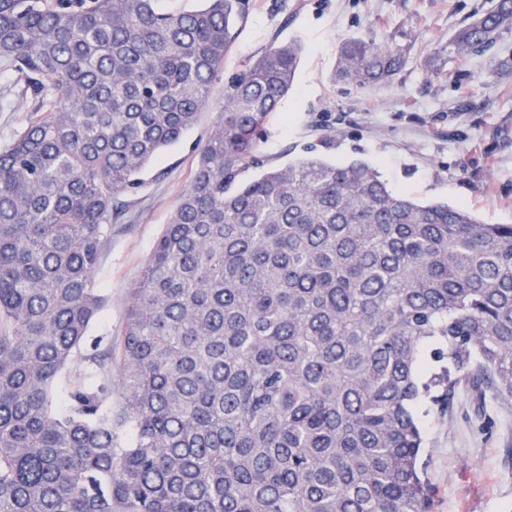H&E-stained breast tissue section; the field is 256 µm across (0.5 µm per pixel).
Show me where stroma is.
<instances>
[{
    "label": "stroma",
    "mask_w": 512,
    "mask_h": 512,
    "mask_svg": "<svg viewBox=\"0 0 512 512\" xmlns=\"http://www.w3.org/2000/svg\"><path fill=\"white\" fill-rule=\"evenodd\" d=\"M224 68L199 123L150 164L125 196V214L95 272L108 301L90 338L119 337L138 281L188 187L224 84L271 46L299 41L295 86L265 124L262 158L306 155L375 167L390 189L424 202L463 205L490 224H512V33L482 55L447 54L449 39L495 0H246ZM388 36L411 44L403 69L364 89L332 79L339 41ZM29 100L0 76V147L27 122ZM431 512H512V403L461 381L446 413L423 420Z\"/></svg>",
    "instance_id": "35a3bbf8"
}]
</instances>
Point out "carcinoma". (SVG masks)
<instances>
[{
  "label": "carcinoma",
  "instance_id": "obj_1",
  "mask_svg": "<svg viewBox=\"0 0 512 512\" xmlns=\"http://www.w3.org/2000/svg\"><path fill=\"white\" fill-rule=\"evenodd\" d=\"M245 0H0L27 125L0 148V512H429L420 416L463 379L512 402V224L420 204L373 167H263L300 62L251 59L131 288L87 343L120 197L194 127ZM512 32L497 0L448 40ZM410 44L343 39L335 76Z\"/></svg>",
  "mask_w": 512,
  "mask_h": 512
}]
</instances>
